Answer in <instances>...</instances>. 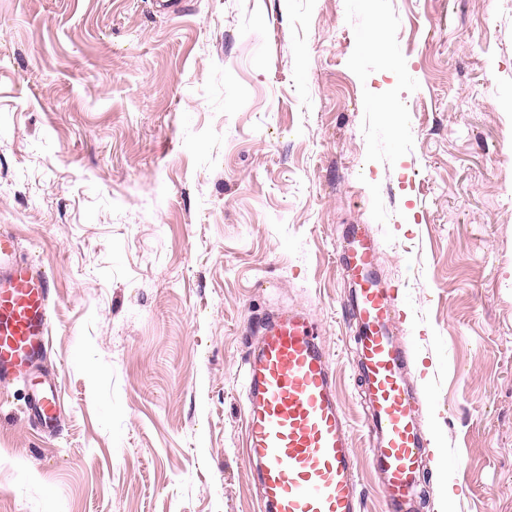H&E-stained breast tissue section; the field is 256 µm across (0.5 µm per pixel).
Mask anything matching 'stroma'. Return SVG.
Masks as SVG:
<instances>
[{
	"mask_svg": "<svg viewBox=\"0 0 512 512\" xmlns=\"http://www.w3.org/2000/svg\"><path fill=\"white\" fill-rule=\"evenodd\" d=\"M51 279L57 424L0 397V512H261L249 345L319 323L388 512L336 242L369 225L418 512H512V0H0V225Z\"/></svg>",
	"mask_w": 512,
	"mask_h": 512,
	"instance_id": "obj_1",
	"label": "stroma"
}]
</instances>
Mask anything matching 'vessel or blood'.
Returning <instances> with one entry per match:
<instances>
[{
  "label": "vessel or blood",
  "mask_w": 512,
  "mask_h": 512,
  "mask_svg": "<svg viewBox=\"0 0 512 512\" xmlns=\"http://www.w3.org/2000/svg\"><path fill=\"white\" fill-rule=\"evenodd\" d=\"M19 242L0 228V388L27 380L44 429H53L60 387L36 374L52 319L50 278L18 256ZM356 324L359 386L373 438L370 462L388 512H413L427 439L408 383L409 352L399 343L394 298L377 275L379 247L369 227L351 225L338 241ZM320 326L306 311L278 310L259 323L244 381L246 457L264 512H361L345 413Z\"/></svg>",
  "instance_id": "vessel-or-blood-1"
}]
</instances>
